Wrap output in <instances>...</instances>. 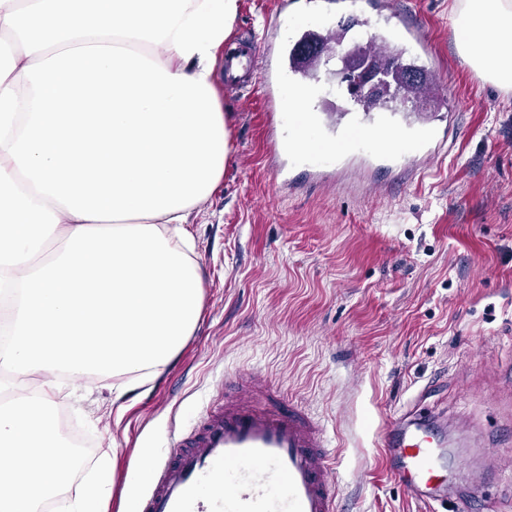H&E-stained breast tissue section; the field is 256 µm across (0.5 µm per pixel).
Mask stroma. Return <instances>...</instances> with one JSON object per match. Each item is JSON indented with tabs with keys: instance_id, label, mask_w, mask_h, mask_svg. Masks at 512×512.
<instances>
[{
	"instance_id": "obj_1",
	"label": "stroma",
	"mask_w": 512,
	"mask_h": 512,
	"mask_svg": "<svg viewBox=\"0 0 512 512\" xmlns=\"http://www.w3.org/2000/svg\"><path fill=\"white\" fill-rule=\"evenodd\" d=\"M277 0H239L230 39L264 41ZM453 0H394L431 36L437 92L427 116L452 124L422 171L366 185L347 174L277 189L256 86L220 93L230 156L219 189L189 217L204 280L197 327L144 393L112 406V382L62 385L59 414L109 459L103 512L171 428L202 413L225 374L256 371L325 426L340 459L339 512H425L387 469L382 429L414 403L442 418L450 487L495 463L474 502L512 512V91L457 50Z\"/></svg>"
}]
</instances>
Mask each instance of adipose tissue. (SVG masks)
<instances>
[{
	"instance_id": "ef3b65f1",
	"label": "adipose tissue",
	"mask_w": 512,
	"mask_h": 512,
	"mask_svg": "<svg viewBox=\"0 0 512 512\" xmlns=\"http://www.w3.org/2000/svg\"><path fill=\"white\" fill-rule=\"evenodd\" d=\"M238 0H0V512H40L69 481L61 380L155 381L195 329L191 209L229 134L215 67ZM457 48L512 89V0H455Z\"/></svg>"
}]
</instances>
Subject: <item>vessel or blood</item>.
Listing matches in <instances>:
<instances>
[{"label":"vessel or blood","mask_w":512,"mask_h":512,"mask_svg":"<svg viewBox=\"0 0 512 512\" xmlns=\"http://www.w3.org/2000/svg\"><path fill=\"white\" fill-rule=\"evenodd\" d=\"M353 0H296L280 7L274 27L289 9L324 14L352 8ZM387 26L364 21L367 49L378 58L406 51L418 78L416 95H435V68L428 31L417 21L380 0ZM340 35L323 24L302 31L295 40L236 48L224 57V88L235 90L238 74L252 76L263 90L268 114L269 153L281 186L295 188L293 165L306 178L325 181L353 169L390 168L404 174L438 155L448 131L426 124H399L382 103H351L335 115L310 110L304 127L293 129L298 102L313 98L321 64ZM435 427L406 411L391 422L382 445L389 471L406 494L428 505L445 502L439 472L444 467ZM339 465L322 425L302 407L280 397L258 374L231 375L190 429L169 434L168 450L150 462L148 488L136 512H337L332 472Z\"/></svg>","instance_id":"vessel-or-blood-1"}]
</instances>
